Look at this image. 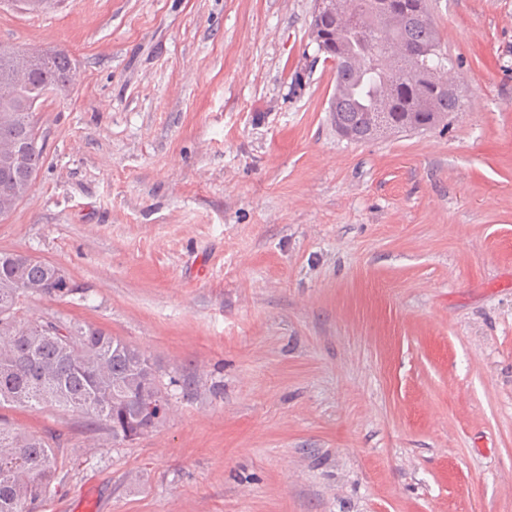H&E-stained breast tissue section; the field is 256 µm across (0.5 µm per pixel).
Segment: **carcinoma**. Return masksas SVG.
Returning <instances> with one entry per match:
<instances>
[{"mask_svg": "<svg viewBox=\"0 0 512 512\" xmlns=\"http://www.w3.org/2000/svg\"><path fill=\"white\" fill-rule=\"evenodd\" d=\"M318 49L338 62L332 101L336 130L351 139L387 131H423L462 110L440 76V40L426 0H338L336 15L321 19ZM368 50L364 68L353 65L359 44ZM0 50V148L14 145L15 165L0 164V204L23 199L43 159L26 149L42 136L36 110L57 90L74 84V68L63 50L35 52L30 77L14 84L11 54ZM42 295L71 291L59 267L15 252H0V407L58 406L81 411L103 424L112 441H133L156 427L157 413L144 411L165 398L156 364L140 350L99 329L67 320L25 322L17 317L27 287ZM55 449L41 436L0 426V512H27L57 479Z\"/></svg>", "mask_w": 512, "mask_h": 512, "instance_id": "carcinoma-1", "label": "carcinoma"}]
</instances>
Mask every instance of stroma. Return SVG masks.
I'll return each mask as SVG.
<instances>
[{
	"mask_svg": "<svg viewBox=\"0 0 512 512\" xmlns=\"http://www.w3.org/2000/svg\"><path fill=\"white\" fill-rule=\"evenodd\" d=\"M462 110L356 142L314 0H0V43L68 52L0 252L23 299L150 356L162 421L116 444L4 408L60 472L33 512H512V0H427Z\"/></svg>",
	"mask_w": 512,
	"mask_h": 512,
	"instance_id": "35a3bbf8",
	"label": "stroma"
}]
</instances>
